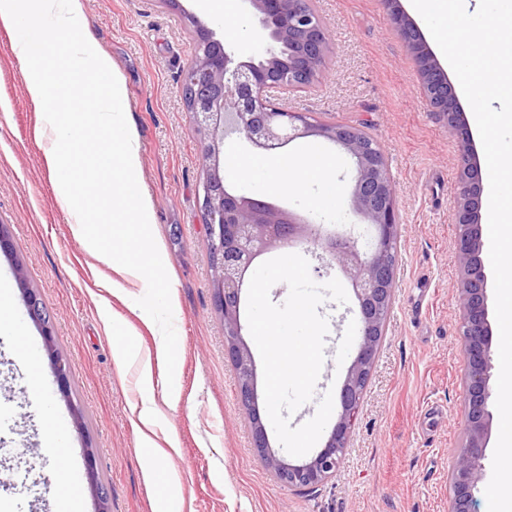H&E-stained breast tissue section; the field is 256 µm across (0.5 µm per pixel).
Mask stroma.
<instances>
[{"label":"stroma","mask_w":512,"mask_h":512,"mask_svg":"<svg viewBox=\"0 0 512 512\" xmlns=\"http://www.w3.org/2000/svg\"><path fill=\"white\" fill-rule=\"evenodd\" d=\"M83 33L106 53L123 80L128 126L140 145L141 175L151 199V226L175 284L172 303L182 397L166 409L163 429L181 448L184 512H448V470L465 442V356L460 333L456 259L458 228L451 213L458 147L433 112L410 50L383 0H315L331 53L328 75L313 91L289 96L287 106L325 121L367 126L394 181L400 213L393 303L346 454L322 486L298 492L277 482L253 446L252 426L238 393V373L224 343L213 271L204 246L199 205L200 149L181 94V72L194 52L187 14L216 33L223 23L197 0H79ZM38 115L29 99L24 65L11 33L0 28V225L15 251L0 253V279L12 286L11 306L22 330L0 335V512H96L85 452L93 450L110 512H159V494L141 465L144 449L130 406L139 402V367L114 358L122 344L141 351L158 337L140 317L144 288L111 297L119 326L102 321L95 296L112 269L86 252L55 199L37 140ZM330 156L336 188L313 179L277 192L262 174L241 178L251 157L245 140L224 142V175L266 200L320 224L350 230L353 168L343 151L309 137L283 154ZM50 313L67 360L71 390L62 394L16 286V268ZM325 361L313 400L291 417L311 419L327 390H339L355 346V304L325 300ZM82 426H75L71 404ZM68 450L73 465L59 470L51 448ZM81 491L78 503L50 500L56 480Z\"/></svg>","instance_id":"stroma-1"}]
</instances>
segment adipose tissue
<instances>
[{"mask_svg":"<svg viewBox=\"0 0 512 512\" xmlns=\"http://www.w3.org/2000/svg\"><path fill=\"white\" fill-rule=\"evenodd\" d=\"M237 168L240 176L245 179L255 172H262L271 188L286 191L306 180H329L333 165L321 156L305 154L280 161L262 157L251 158L240 161ZM174 347L172 336L166 334L160 337L155 355L141 353L140 350L129 346L120 349L117 357L119 360L136 363L141 367L142 405L138 411V420L148 432L147 437L143 439L144 446L149 450L145 460L146 472L163 497L167 512H182L179 473L174 464L177 441L174 435L170 434L166 436L164 444L160 445L154 443L150 436L151 430H154L163 418V407L179 400L177 390L173 387L164 391L163 395H156L151 370L152 360L172 362Z\"/></svg>","mask_w":512,"mask_h":512,"instance_id":"ef3b65f1","label":"adipose tissue"}]
</instances>
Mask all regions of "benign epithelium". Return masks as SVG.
Segmentation results:
<instances>
[{
	"mask_svg": "<svg viewBox=\"0 0 512 512\" xmlns=\"http://www.w3.org/2000/svg\"><path fill=\"white\" fill-rule=\"evenodd\" d=\"M254 10L257 40L265 47L247 60L229 39L189 16L196 52L188 64L182 93L194 117L202 170L201 210L211 244L216 301L224 316L228 355L237 367L239 394L249 411L254 447L281 484L313 489L336 471L355 425L374 367L393 300L395 264L391 243L399 233L395 184L381 150L364 145L361 131L326 122L310 112H293L271 102L273 96L309 92L328 72L329 33L313 0H244ZM391 20L407 43L433 111L448 125L459 148V177L454 200L458 261L464 278L458 300L466 358V442L454 454L449 471L454 497L448 512H475V491L485 477V457L493 416L489 410L493 332L489 320L488 278L483 257L482 173L471 131L448 75L421 37L399 0H385ZM257 150L275 153L310 136L344 150L354 166L352 210L362 219L367 242L359 233H336L290 209L247 195L224 177V135L228 128ZM310 243L329 260L348 287L360 318V336L339 391V413L320 451L300 464L287 463L270 451L256 394L253 358L242 334L238 302L259 260L278 249ZM29 317L39 326L54 363L60 390L69 394L66 361L56 348L53 322L30 288H22Z\"/></svg>",
	"mask_w": 512,
	"mask_h": 512,
	"instance_id": "1",
	"label": "benign epithelium"
}]
</instances>
